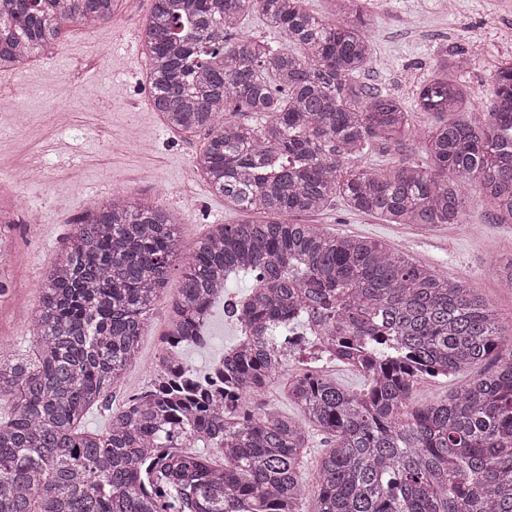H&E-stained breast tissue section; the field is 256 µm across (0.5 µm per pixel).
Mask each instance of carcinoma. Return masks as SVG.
Segmentation results:
<instances>
[{
	"instance_id": "cac0c4a2",
	"label": "carcinoma",
	"mask_w": 512,
	"mask_h": 512,
	"mask_svg": "<svg viewBox=\"0 0 512 512\" xmlns=\"http://www.w3.org/2000/svg\"><path fill=\"white\" fill-rule=\"evenodd\" d=\"M329 24L304 0H153L141 30L154 111L173 131L206 132L197 158L210 187L245 219L217 224L182 261L165 339L197 335L227 273L253 280L256 336L220 371L163 369L83 427L137 359L150 311L182 253L178 214L115 192L73 225L39 284L28 355L0 350V512H307L311 431L331 448L316 465L313 512H512V324L467 280L450 281L381 242L288 222L340 197L389 224L467 223L478 184L497 223L512 221V64L494 77L485 119L456 74L478 46L444 57L415 109L456 118L426 136L427 162L385 173L356 166L376 144L413 135L396 97L356 83L372 56L363 0H334ZM116 0H0V70L56 44L67 22L96 25ZM254 12L274 46L238 35ZM254 112L257 126L224 118ZM0 234V299L10 293ZM512 290V259L492 261ZM296 420L262 395L286 356ZM341 360L359 392L318 369ZM474 373L416 406L427 378Z\"/></svg>"
}]
</instances>
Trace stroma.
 <instances>
[{"label":"stroma","instance_id":"1","mask_svg":"<svg viewBox=\"0 0 512 512\" xmlns=\"http://www.w3.org/2000/svg\"><path fill=\"white\" fill-rule=\"evenodd\" d=\"M151 9L152 0H118L104 24H68L60 42L37 60L17 71H0V100L12 109L11 117L0 119V210L15 216L9 264L17 293L0 302V350L18 354L31 348L29 315L16 308V299L36 303L38 284L67 244L73 220L114 191L177 211L187 253L210 225L241 219L204 177L188 178L204 148L205 133H175L146 104V59L136 45ZM366 9L372 58L359 81L412 108L418 136L428 134L440 119L431 112L414 111L416 90L433 75L441 56L474 43L482 54L462 80L474 107H489L493 77L501 64L512 61V0H457L453 9L443 0H366ZM64 78L89 90L94 100H73L67 123L61 126L54 120L52 92ZM33 162L43 165L44 176L13 182V170ZM465 194L469 222L463 229L445 224L426 231L412 224H389L350 211L339 200L320 213L297 215L296 220L334 234L383 242L441 275L472 281L510 324L512 293L499 288L490 262L512 259V224L491 222L478 184L466 186ZM178 280V268H171L168 288L150 314L137 360L113 390L108 410L88 414L86 428H103L109 409L121 407L146 388L161 350L166 306ZM209 325L208 344L183 352L184 360L200 369L235 341L223 308L212 310Z\"/></svg>","mask_w":512,"mask_h":512}]
</instances>
